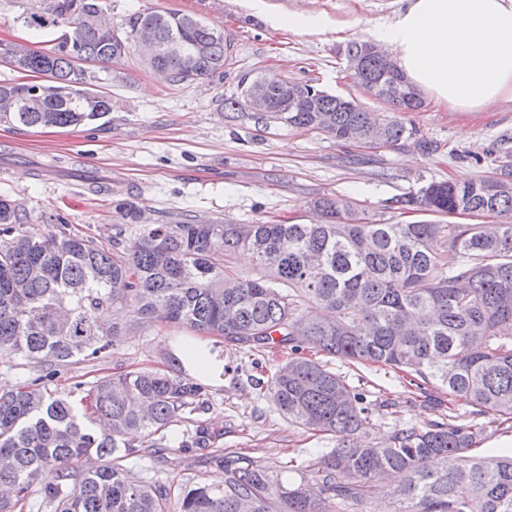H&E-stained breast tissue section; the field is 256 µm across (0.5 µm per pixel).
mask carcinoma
<instances>
[{
  "label": "carcinoma",
  "instance_id": "carcinoma-1",
  "mask_svg": "<svg viewBox=\"0 0 512 512\" xmlns=\"http://www.w3.org/2000/svg\"><path fill=\"white\" fill-rule=\"evenodd\" d=\"M23 12L29 27L53 29L44 52H20L10 65L48 77L46 84L0 83L14 98L0 122L53 128L92 125L112 113V96L97 97L99 80L77 64L131 56L139 31L158 44L176 37L183 54L159 50L155 65L172 86L224 79L230 38L189 14L145 9L118 27L84 26L103 0H41ZM365 41L342 55L358 85L395 112L424 106L399 68L361 58ZM288 111L282 99L291 95ZM243 79L219 106L316 130L341 143L378 139L396 145L413 135L397 117L370 123L354 100L313 85ZM261 91L267 111H249ZM397 209L458 217L495 215L496 224H381L336 198L313 202L319 224L255 222L146 224L131 239L116 228L108 242L26 226L20 205L0 196V364L23 360L41 373L0 394V512H15L29 496L52 512H364L378 477L391 475L392 512H512V454L474 453L481 429L453 415L425 428L402 426L373 445L367 428L373 404L341 375L303 354L314 349L351 364H378L475 408L512 419V169L460 184L432 182L399 197ZM249 251L258 268L242 278L233 256ZM127 319L100 322L108 308ZM173 324L250 349H288L265 388L288 421L336 439V447L290 483L250 460L215 447L219 436L199 427L166 445L168 429L208 405L207 372L192 373L175 350L202 345L175 341L168 370L138 368L104 375L76 406L49 388L58 368L81 354L95 358L132 330ZM174 450L196 466L224 468V486L135 476L127 461ZM97 457L101 464L79 462Z\"/></svg>",
  "mask_w": 512,
  "mask_h": 512
}]
</instances>
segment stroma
<instances>
[{"label":"stroma","mask_w":512,"mask_h":512,"mask_svg":"<svg viewBox=\"0 0 512 512\" xmlns=\"http://www.w3.org/2000/svg\"><path fill=\"white\" fill-rule=\"evenodd\" d=\"M113 25L133 12L153 8L195 16L234 42L223 82L172 87L144 68L138 55L99 70L112 95L108 124L32 128L0 123V194L18 200L34 228L46 230L61 215L71 231L99 241L110 239L123 218L120 204L140 208L147 223L165 224L182 214L199 222L287 221L314 223L311 206L320 197H343L368 221L410 222L391 202L432 181H474L496 175L512 164V102L484 112H453L426 101L416 112L401 113L414 136L399 145L342 144L318 131L272 122L255 126L239 113L220 110V94L237 90L246 73L307 82L354 99L365 110L390 115L385 102L359 87L346 68L347 43L371 39L394 19L402 0H106ZM20 0H0V40H22L33 50L48 47L51 35L21 19ZM325 18L318 33L282 27L288 15ZM433 141L424 153L420 140ZM100 178L102 192L91 181ZM185 328L159 326L126 336L100 358L77 356L59 369L51 389L80 400L98 377L136 368L165 369L164 355ZM224 361L223 374L209 380V406L193 416L195 424L220 433L222 447L242 452L271 473L283 471L288 458L305 465L335 442L306 432L281 416L273 401L251 384L260 372H274L267 354L229 345L208 336ZM329 366L347 383L375 401L392 391L399 413L378 408L371 417L372 441L390 438L397 423L426 427L437 417L430 403L411 398L394 373L335 358ZM459 420L482 429L480 455H501L512 439V419L474 416L458 407ZM137 476L158 480L215 483L222 468L190 470L180 454L166 461H134Z\"/></svg>","instance_id":"obj_1"}]
</instances>
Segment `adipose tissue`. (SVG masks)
Returning <instances> with one entry per match:
<instances>
[{"instance_id":"obj_1","label":"adipose tissue","mask_w":512,"mask_h":512,"mask_svg":"<svg viewBox=\"0 0 512 512\" xmlns=\"http://www.w3.org/2000/svg\"><path fill=\"white\" fill-rule=\"evenodd\" d=\"M374 37L412 84L451 111L512 100V0H405Z\"/></svg>"}]
</instances>
